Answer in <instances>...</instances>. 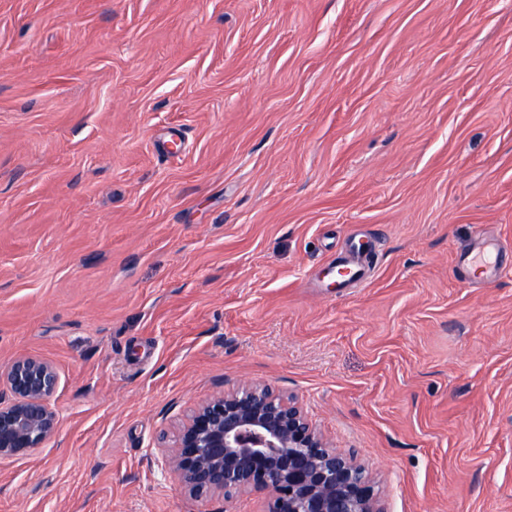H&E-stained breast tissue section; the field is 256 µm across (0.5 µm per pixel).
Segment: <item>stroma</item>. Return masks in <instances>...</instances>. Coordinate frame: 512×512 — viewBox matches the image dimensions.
Listing matches in <instances>:
<instances>
[{
	"instance_id": "1",
	"label": "stroma",
	"mask_w": 512,
	"mask_h": 512,
	"mask_svg": "<svg viewBox=\"0 0 512 512\" xmlns=\"http://www.w3.org/2000/svg\"><path fill=\"white\" fill-rule=\"evenodd\" d=\"M354 237L370 275L331 287ZM20 355L55 366L59 432L0 460V512H265L159 452L246 382L387 512H512V0H0Z\"/></svg>"
}]
</instances>
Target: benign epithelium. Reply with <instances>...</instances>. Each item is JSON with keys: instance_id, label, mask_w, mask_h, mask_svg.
<instances>
[{"instance_id": "1", "label": "benign epithelium", "mask_w": 512, "mask_h": 512, "mask_svg": "<svg viewBox=\"0 0 512 512\" xmlns=\"http://www.w3.org/2000/svg\"><path fill=\"white\" fill-rule=\"evenodd\" d=\"M57 386L43 359L20 355L0 367V459L27 456L56 435L49 399ZM162 459L193 499L256 493L269 498L267 512H385L354 455L266 384H242L198 405Z\"/></svg>"}]
</instances>
